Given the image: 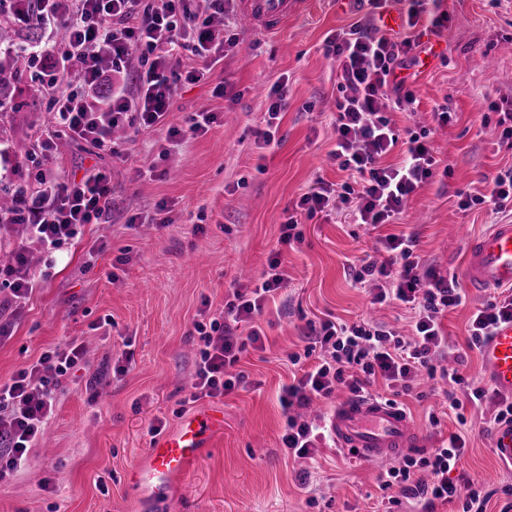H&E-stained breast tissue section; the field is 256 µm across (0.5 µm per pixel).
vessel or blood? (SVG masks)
Listing matches in <instances>:
<instances>
[{
    "label": "vessel or blood",
    "instance_id": "vessel-or-blood-1",
    "mask_svg": "<svg viewBox=\"0 0 512 512\" xmlns=\"http://www.w3.org/2000/svg\"><path fill=\"white\" fill-rule=\"evenodd\" d=\"M308 0H240L248 23L267 33L278 32ZM465 282L474 292L512 288V223L495 224L469 239ZM484 371L500 394L512 397V319L502 321L482 344ZM224 426L222 413L199 410L182 418L171 432L157 437L130 473L141 500L161 503L173 483L195 463L213 434ZM330 430L339 448L377 466H386L408 450L423 446V433L406 412L391 403L362 397L338 402ZM498 459L512 465V424L493 435Z\"/></svg>",
    "mask_w": 512,
    "mask_h": 512
}]
</instances>
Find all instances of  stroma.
<instances>
[{"label": "stroma", "mask_w": 512, "mask_h": 512, "mask_svg": "<svg viewBox=\"0 0 512 512\" xmlns=\"http://www.w3.org/2000/svg\"><path fill=\"white\" fill-rule=\"evenodd\" d=\"M440 10L446 28L420 38L437 54L408 68L413 109L392 118L401 136L430 130L441 169L407 200L396 223L378 227L358 223L352 207L335 198L313 215L293 211L310 189H337L349 180L331 155L341 90L325 44L366 23L369 9L309 0L281 32L266 34L230 0L211 21L225 37L223 60L201 80L181 83L164 126L137 133L115 127L110 154L63 134L53 158H42L35 140L51 127L52 105L37 89L54 58L33 60L13 85L15 110L0 114V189L33 188L43 176L78 177L96 166L111 172L112 211L108 222L86 225L80 241L53 254L30 239L25 225L0 224V250L25 243L29 272L41 282L22 308L0 310L12 330L0 339V382L72 341L83 345L98 376L93 387L71 384L59 394L25 469L0 482V512H383L379 468L333 440L322 442L317 466L288 456L278 394L291 380L287 355L303 350L310 325L373 318L409 333L405 306H372L369 284L353 281V266L373 255L377 238L412 237L422 258L460 280L468 237L508 221L488 206L464 210L459 203L488 194L497 172L512 166V148L501 144L497 127L499 111L512 109V0H441ZM282 81L288 105L275 144L265 146L256 132L265 126L271 87ZM444 109L450 119L436 126L433 115ZM202 110L216 113V123L167 147L168 127ZM292 213L302 240L285 250L288 285L260 318L264 349L240 363L249 385L189 402L204 347L195 322L218 316L234 281L263 275ZM481 299L469 294L442 325L447 366L484 385L481 354L466 346ZM401 402L427 448L464 435L459 470L491 491L487 512L512 506L503 493L512 468L495 455L481 411L457 417L428 383ZM202 408L223 412V430L163 505L137 500L125 477L155 439L151 424L168 432ZM432 413L438 425L429 424ZM305 470L311 478L304 490L296 476Z\"/></svg>", "instance_id": "stroma-1"}]
</instances>
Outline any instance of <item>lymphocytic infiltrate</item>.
I'll use <instances>...</instances> for the list:
<instances>
[{
    "instance_id": "f902f5d3",
    "label": "lymphocytic infiltrate",
    "mask_w": 512,
    "mask_h": 512,
    "mask_svg": "<svg viewBox=\"0 0 512 512\" xmlns=\"http://www.w3.org/2000/svg\"><path fill=\"white\" fill-rule=\"evenodd\" d=\"M224 0H40L30 12L19 0L16 16L22 22L53 26L65 33V50L54 72L39 92L53 103L52 122L72 138L112 148V130L125 124L133 130L161 124L172 112L175 91L181 80L197 81L211 71L219 58L222 40L212 29L213 16L223 13ZM415 37L396 38L378 25L351 26L326 42L333 56L340 85L346 93L336 100V147L333 155L341 170L352 172L354 184H342L340 198L352 205L361 223L389 224L401 214L407 200L433 176L436 160L420 135L399 141L392 128L390 111H406L414 104L412 91L398 80ZM151 59L132 67L133 50ZM80 68H70L72 58ZM112 61L114 72L132 71L133 84L114 83L109 96H95L105 79L100 58ZM404 144L398 164L387 158L397 144ZM112 210L111 176L93 167L81 178L43 179L31 192L23 193L12 223L26 225L31 237L56 248L77 240L87 224L108 220ZM381 245L383 262H366L353 271L355 282L372 281L373 300L399 303L412 313L413 332L404 336L382 322L351 325L330 320L311 328L303 352L289 354L299 375L283 385L279 403L285 414L282 443L293 457L313 458L318 434L313 424L298 420L293 408L316 400L331 399L345 389L356 396L369 395L375 383H383L393 395L411 392L420 373L462 383L458 372L442 363L448 356V338L441 319L467 301L457 280L416 254L414 242L390 234ZM0 283L10 290V301L25 304L39 282L28 273L25 245L13 251V261L0 265ZM288 284L280 255H273L263 280L234 284L230 300L210 323L195 322L205 347L196 364L191 401L218 398L245 382L235 370L247 348H263L265 334L256 325L265 303ZM512 318V289L496 288L473 313L468 330V348L481 347L498 321ZM249 324L247 335L234 334L233 327ZM85 364L81 345L71 343L44 352L35 362L0 384V479L17 472L54 412L58 392L75 380ZM465 451L461 435H450L446 445L407 456L381 476L388 502L402 499L424 504L459 501L462 512H487L490 495L466 478L451 479Z\"/></svg>"
}]
</instances>
